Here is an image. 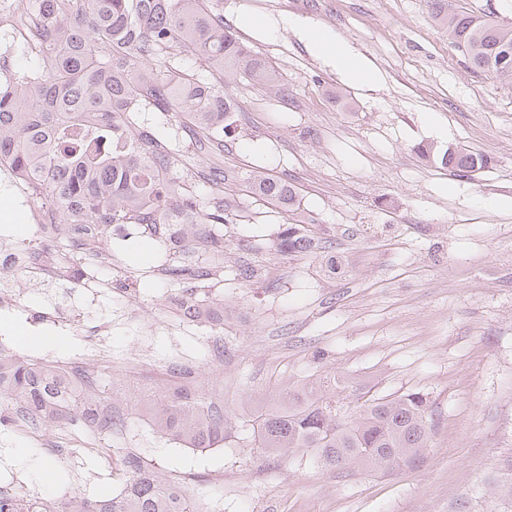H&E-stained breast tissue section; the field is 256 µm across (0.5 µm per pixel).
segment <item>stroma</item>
Returning <instances> with one entry per match:
<instances>
[{
    "label": "stroma",
    "mask_w": 512,
    "mask_h": 512,
    "mask_svg": "<svg viewBox=\"0 0 512 512\" xmlns=\"http://www.w3.org/2000/svg\"><path fill=\"white\" fill-rule=\"evenodd\" d=\"M224 21L276 65L284 86L231 82L224 71L184 61L182 70L236 101L223 150L172 117L184 167L203 177L220 164L224 197L246 222L224 225V271L199 290L223 304L220 331L181 318V292L161 277L148 237L112 235L108 264L90 291L47 282L23 268L0 273L18 300L0 309V348L37 361L80 362L83 327L108 324L113 361L92 359L125 426L104 436L65 424L32 436L0 427V473L37 499L96 497L118 483L99 448L136 450L182 487L200 512H448L471 491L484 505L488 477L512 464V79L476 69L433 18L434 0H221ZM250 15L267 17L262 29ZM344 39L374 72L348 82L301 30ZM463 148L487 168L462 177L421 150ZM262 172L288 180V214L250 193ZM310 229L304 255L278 251L290 224ZM341 267L331 272L328 255ZM251 269L244 279L240 270ZM67 316L60 325L45 310ZM42 336L27 344L22 334ZM200 375L252 440V419L276 387L347 378L339 417L369 398L425 394L435 419L415 465L336 472L312 452L270 459L260 450L193 451L140 418L141 403L174 381L172 366ZM70 435L89 447L76 464L44 440Z\"/></svg>",
    "instance_id": "obj_1"
}]
</instances>
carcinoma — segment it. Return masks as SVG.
<instances>
[{
	"label": "carcinoma",
	"mask_w": 512,
	"mask_h": 512,
	"mask_svg": "<svg viewBox=\"0 0 512 512\" xmlns=\"http://www.w3.org/2000/svg\"><path fill=\"white\" fill-rule=\"evenodd\" d=\"M20 15L33 16L41 46L37 65L18 71L0 57V159L21 176L46 182L55 215L70 234L84 237L88 252L105 250L112 229L134 226L170 257L162 268L171 281L209 275L194 255L224 260L228 175L211 168L205 186L190 189L177 170L165 135L140 120L143 112H183L204 138L224 131L235 111L232 97L201 80L190 81L173 64L147 70L173 51L227 71L233 78L281 86L282 74L239 42L206 0H18ZM436 18L448 39L485 71L512 77V26L455 11L435 0ZM440 163L460 175L488 165L480 154L450 149ZM251 190L286 212L296 199L292 185L266 175L249 178ZM277 247L303 254L312 240L301 224L281 232ZM185 319L213 322L217 305L185 295ZM184 382L161 387L142 403L150 428L194 451L237 442L224 406L199 393L192 370ZM340 378L282 387L274 405L252 424L254 444L280 457L312 451L327 468L365 466L387 471L418 462L433 437L425 395L367 400L348 420L336 414ZM22 413L42 426L75 422L110 434L123 419L112 414V393L95 370L70 373L57 365L0 354V425ZM119 487L95 499L24 502L0 499V512H196L180 488L141 454L121 456ZM490 512H512V482L488 481Z\"/></svg>",
	"instance_id": "obj_1"
}]
</instances>
